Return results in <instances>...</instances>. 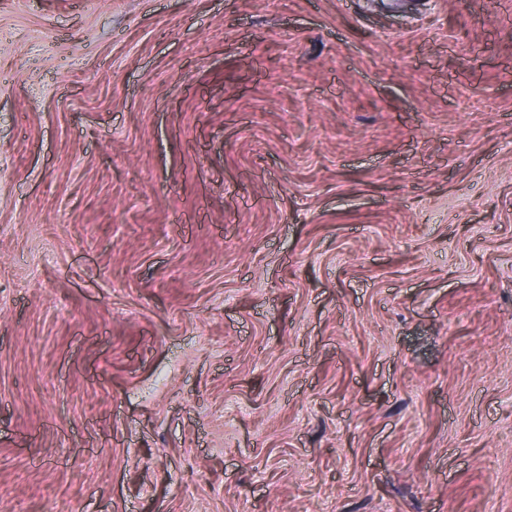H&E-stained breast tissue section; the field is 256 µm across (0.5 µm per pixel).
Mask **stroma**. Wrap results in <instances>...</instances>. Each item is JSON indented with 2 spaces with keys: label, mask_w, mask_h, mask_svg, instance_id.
I'll list each match as a JSON object with an SVG mask.
<instances>
[{
  "label": "stroma",
  "mask_w": 512,
  "mask_h": 512,
  "mask_svg": "<svg viewBox=\"0 0 512 512\" xmlns=\"http://www.w3.org/2000/svg\"><path fill=\"white\" fill-rule=\"evenodd\" d=\"M0 512H512V0H0Z\"/></svg>",
  "instance_id": "stroma-1"
}]
</instances>
